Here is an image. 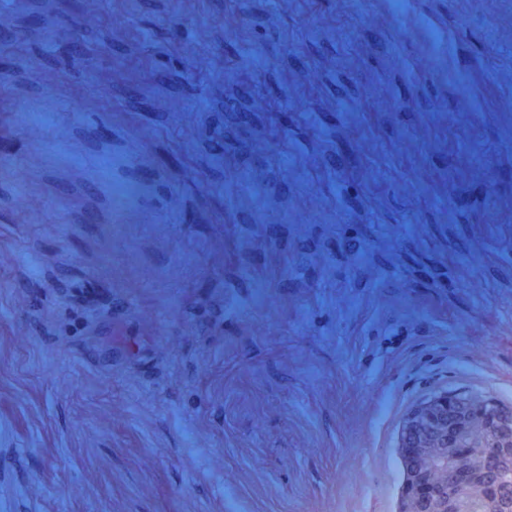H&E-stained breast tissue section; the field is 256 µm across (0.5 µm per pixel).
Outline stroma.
Masks as SVG:
<instances>
[{"instance_id":"1","label":"stroma","mask_w":512,"mask_h":512,"mask_svg":"<svg viewBox=\"0 0 512 512\" xmlns=\"http://www.w3.org/2000/svg\"><path fill=\"white\" fill-rule=\"evenodd\" d=\"M28 3L97 108L0 114V512H401L413 407L512 406V0Z\"/></svg>"}]
</instances>
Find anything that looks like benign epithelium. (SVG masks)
I'll return each instance as SVG.
<instances>
[{"label": "benign epithelium", "instance_id": "benign-epithelium-1", "mask_svg": "<svg viewBox=\"0 0 512 512\" xmlns=\"http://www.w3.org/2000/svg\"><path fill=\"white\" fill-rule=\"evenodd\" d=\"M397 451L404 512H512V494L496 484L497 473L512 472V406L437 391L405 416Z\"/></svg>", "mask_w": 512, "mask_h": 512}]
</instances>
